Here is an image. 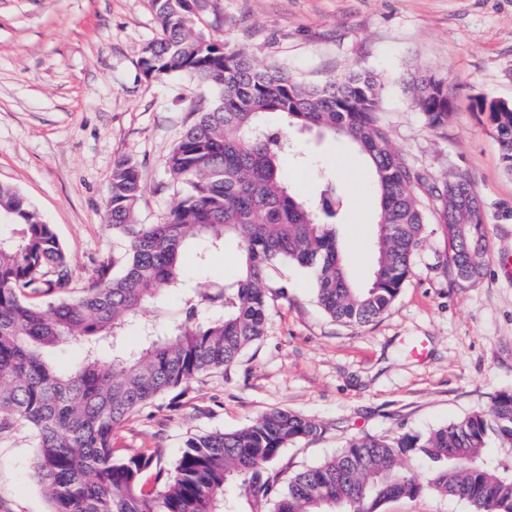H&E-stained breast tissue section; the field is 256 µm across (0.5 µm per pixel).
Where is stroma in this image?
Returning a JSON list of instances; mask_svg holds the SVG:
<instances>
[{
    "label": "stroma",
    "instance_id": "35a3bbf8",
    "mask_svg": "<svg viewBox=\"0 0 512 512\" xmlns=\"http://www.w3.org/2000/svg\"><path fill=\"white\" fill-rule=\"evenodd\" d=\"M200 27L248 50L262 66H287L320 84L353 68L382 84L378 120L392 148L427 175L418 189L433 213L448 177L462 174L485 207L488 254L482 275L459 280L440 224L429 222L412 272L391 307L364 327L333 321L311 274L292 264L266 278L269 317L262 339L220 371L194 380L178 407L169 396L120 424L118 448H156L173 467L187 439L237 430L273 409L316 422L321 434L289 445L280 469L319 465L354 437L423 434L512 389V173L476 99L512 100V0H207ZM159 28L147 0H0V183L17 188L53 224L73 258L75 281L127 242L104 212L114 164L134 158L143 194L136 221L160 223L176 197L166 158L212 88L191 76L146 77L143 47ZM443 77L454 110L428 127L412 107L411 77ZM344 142L316 133L293 138L282 166L291 189L318 198L337 179V235L351 279L374 263L376 220L360 207L367 164L345 172ZM235 243L188 276L230 279ZM30 433L0 434V512H50L33 476ZM381 512H471L463 499L425 492L387 501Z\"/></svg>",
    "mask_w": 512,
    "mask_h": 512
}]
</instances>
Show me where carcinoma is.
Masks as SVG:
<instances>
[{"label": "carcinoma", "instance_id": "carcinoma-1", "mask_svg": "<svg viewBox=\"0 0 512 512\" xmlns=\"http://www.w3.org/2000/svg\"><path fill=\"white\" fill-rule=\"evenodd\" d=\"M203 0H148L160 37L146 44L149 77L188 74L215 96L194 109L193 124L166 159L178 197L159 224L135 222L142 177L131 157L118 160L105 202L113 232L128 241L120 272L101 261L81 285L53 225L13 187L0 185V432L29 429L34 477L51 512H381L387 501L433 491L464 499L473 512H512V462L486 453L490 436L512 449V390L492 410L473 412L427 434H364L321 464L288 478L277 468L288 445L320 426L284 410L233 431L189 439L174 471L158 452L113 448L114 429L158 397L185 395L201 374L228 367L263 336L269 304L265 272L293 263L311 272L318 303L333 320L364 326L397 297L420 247L427 215L425 181L391 147L378 121L381 85L355 71L321 86L286 67H260L241 49L204 35ZM412 106L431 128L448 124L445 79L408 84ZM512 172V102L477 100ZM282 115L299 131L316 129L354 145L371 161L380 212L369 283L348 275L336 235V180L317 202L299 197L282 170L287 134L264 116ZM456 275L481 274L486 230L473 213L437 206ZM234 240L241 267L233 280L191 284L187 248L198 261ZM182 313L158 327L145 317L165 294ZM63 344L80 347L69 367L52 360ZM418 456L432 469L405 466Z\"/></svg>", "mask_w": 512, "mask_h": 512}]
</instances>
